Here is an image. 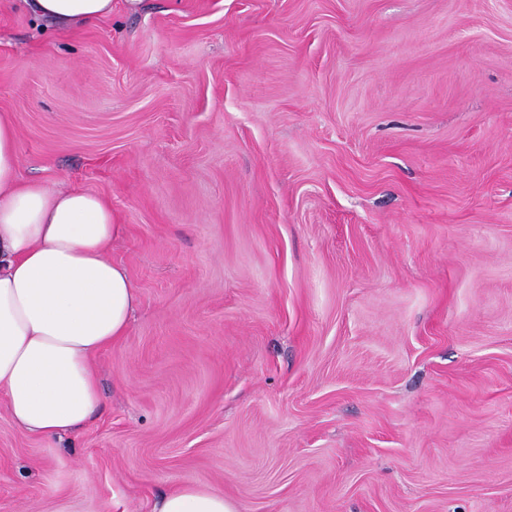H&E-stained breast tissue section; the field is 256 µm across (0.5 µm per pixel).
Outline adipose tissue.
<instances>
[{
    "label": "adipose tissue",
    "mask_w": 512,
    "mask_h": 512,
    "mask_svg": "<svg viewBox=\"0 0 512 512\" xmlns=\"http://www.w3.org/2000/svg\"><path fill=\"white\" fill-rule=\"evenodd\" d=\"M32 15L76 29L112 0H26ZM123 227L109 202L23 179L14 123L0 113V394L24 432L55 438L100 404L96 355L126 335L138 302L106 251ZM154 512H237L222 491L182 486Z\"/></svg>",
    "instance_id": "obj_1"
}]
</instances>
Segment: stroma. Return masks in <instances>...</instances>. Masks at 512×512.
I'll return each mask as SVG.
<instances>
[{
    "instance_id": "stroma-1",
    "label": "stroma",
    "mask_w": 512,
    "mask_h": 512,
    "mask_svg": "<svg viewBox=\"0 0 512 512\" xmlns=\"http://www.w3.org/2000/svg\"><path fill=\"white\" fill-rule=\"evenodd\" d=\"M2 112L138 306L0 512H512V0H0ZM32 15L57 29H76L112 15V0H24ZM153 512H238L222 491L202 486H181L170 491Z\"/></svg>"
}]
</instances>
